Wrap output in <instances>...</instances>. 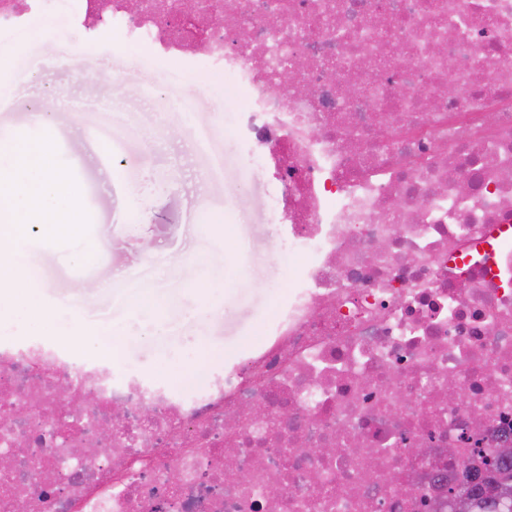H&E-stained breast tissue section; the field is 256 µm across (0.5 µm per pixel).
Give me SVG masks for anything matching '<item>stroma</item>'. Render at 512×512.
Here are the masks:
<instances>
[{
    "mask_svg": "<svg viewBox=\"0 0 512 512\" xmlns=\"http://www.w3.org/2000/svg\"><path fill=\"white\" fill-rule=\"evenodd\" d=\"M64 27L56 17L34 39L0 32L13 68L0 133L38 139L35 105L64 95L52 145L84 195V233L53 247L32 235L33 292L0 298V330L89 357L110 341L114 366L181 388L251 347L288 289L275 187L244 159L233 133L243 103L223 76L116 40L82 52ZM34 301L56 309L37 329Z\"/></svg>",
    "mask_w": 512,
    "mask_h": 512,
    "instance_id": "obj_1",
    "label": "stroma"
}]
</instances>
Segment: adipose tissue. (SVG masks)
<instances>
[{
    "label": "adipose tissue",
    "mask_w": 512,
    "mask_h": 512,
    "mask_svg": "<svg viewBox=\"0 0 512 512\" xmlns=\"http://www.w3.org/2000/svg\"><path fill=\"white\" fill-rule=\"evenodd\" d=\"M58 100L47 101L44 111L31 115L43 131L37 140L0 144V288L31 287V273L24 262L28 228L44 225L48 237L78 233L84 203L74 184L63 183L49 149L51 122L47 111L56 110Z\"/></svg>",
    "instance_id": "adipose-tissue-1"
}]
</instances>
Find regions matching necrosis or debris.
Returning a JSON list of instances; mask_svg holds the SVG:
<instances>
[{"label":"necrosis or debris","mask_w":512,"mask_h":512,"mask_svg":"<svg viewBox=\"0 0 512 512\" xmlns=\"http://www.w3.org/2000/svg\"><path fill=\"white\" fill-rule=\"evenodd\" d=\"M186 1L0 0V30L61 9L81 49L229 73L288 295L179 390L0 336V512H453L512 444V0Z\"/></svg>","instance_id":"obj_1"}]
</instances>
